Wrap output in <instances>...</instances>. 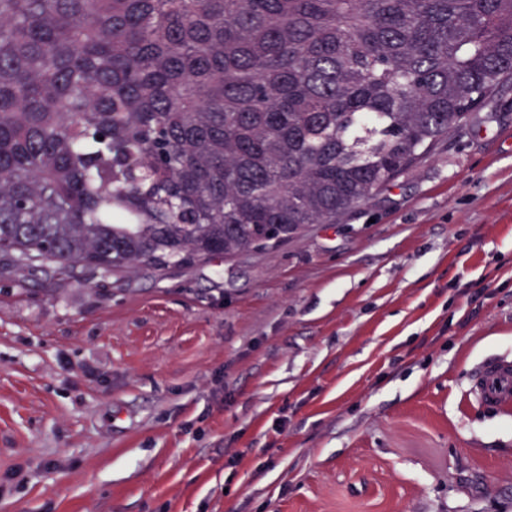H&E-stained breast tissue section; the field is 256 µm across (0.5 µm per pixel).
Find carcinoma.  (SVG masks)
<instances>
[{"label":"carcinoma","mask_w":512,"mask_h":512,"mask_svg":"<svg viewBox=\"0 0 512 512\" xmlns=\"http://www.w3.org/2000/svg\"><path fill=\"white\" fill-rule=\"evenodd\" d=\"M512 78V0H0V251L182 267L337 224Z\"/></svg>","instance_id":"cac0c4a2"}]
</instances>
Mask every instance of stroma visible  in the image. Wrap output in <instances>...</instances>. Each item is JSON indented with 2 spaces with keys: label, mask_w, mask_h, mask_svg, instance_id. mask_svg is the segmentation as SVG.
Instances as JSON below:
<instances>
[{
  "label": "stroma",
  "mask_w": 512,
  "mask_h": 512,
  "mask_svg": "<svg viewBox=\"0 0 512 512\" xmlns=\"http://www.w3.org/2000/svg\"><path fill=\"white\" fill-rule=\"evenodd\" d=\"M512 81L342 224L71 275L0 254V512H512ZM474 391L484 405H512V364L496 362L489 365L477 378Z\"/></svg>",
  "instance_id": "1"
}]
</instances>
